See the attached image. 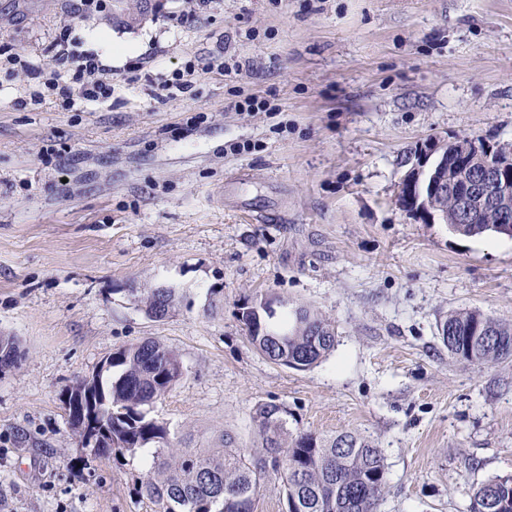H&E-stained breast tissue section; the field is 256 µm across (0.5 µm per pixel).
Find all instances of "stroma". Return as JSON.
Listing matches in <instances>:
<instances>
[{
    "mask_svg": "<svg viewBox=\"0 0 512 512\" xmlns=\"http://www.w3.org/2000/svg\"><path fill=\"white\" fill-rule=\"evenodd\" d=\"M79 3L0 0V335L22 353L0 374V512H160L136 492L153 448L90 455L62 404L147 338L181 355L150 414L188 447H256L274 402L290 433L375 440L380 512H465L512 474V360L450 359L438 332L458 309L512 321V240L395 201L433 135L512 144V0ZM63 35L110 67L111 98L22 105L13 58ZM188 63L189 90H160ZM235 92L279 118L229 110ZM148 288L173 291L165 318ZM269 297L334 322V351L305 371L260 355L240 310Z\"/></svg>",
    "mask_w": 512,
    "mask_h": 512,
    "instance_id": "1",
    "label": "stroma"
}]
</instances>
